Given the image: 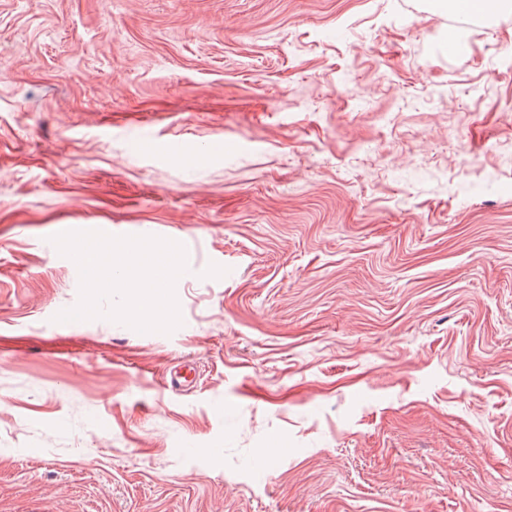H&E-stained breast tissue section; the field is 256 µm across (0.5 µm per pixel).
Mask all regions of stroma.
Returning <instances> with one entry per match:
<instances>
[{"label": "stroma", "mask_w": 512, "mask_h": 512, "mask_svg": "<svg viewBox=\"0 0 512 512\" xmlns=\"http://www.w3.org/2000/svg\"><path fill=\"white\" fill-rule=\"evenodd\" d=\"M0 512H512V8L0 0Z\"/></svg>", "instance_id": "1"}]
</instances>
